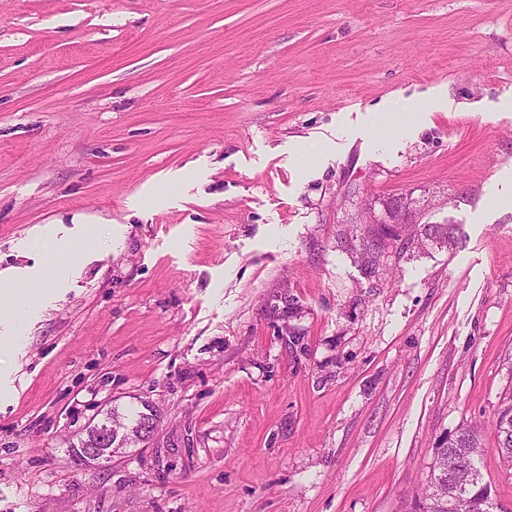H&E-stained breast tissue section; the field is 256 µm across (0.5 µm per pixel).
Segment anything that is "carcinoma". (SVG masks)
<instances>
[{"label": "carcinoma", "instance_id": "carcinoma-1", "mask_svg": "<svg viewBox=\"0 0 512 512\" xmlns=\"http://www.w3.org/2000/svg\"><path fill=\"white\" fill-rule=\"evenodd\" d=\"M407 230L421 246L431 241L451 248L462 236L458 224H419L415 228L410 224H379L376 237L358 247L352 246L367 277L379 275L392 248L386 239L392 236L398 243ZM494 437L498 454L512 463V392L496 412ZM439 448L431 463L430 484L417 505L418 512H512L498 499L496 490L482 473L485 444L478 426H460L441 439Z\"/></svg>", "mask_w": 512, "mask_h": 512}]
</instances>
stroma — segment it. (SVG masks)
Here are the masks:
<instances>
[{"label":"stroma","mask_w":512,"mask_h":512,"mask_svg":"<svg viewBox=\"0 0 512 512\" xmlns=\"http://www.w3.org/2000/svg\"><path fill=\"white\" fill-rule=\"evenodd\" d=\"M397 99L434 108L377 131ZM401 194L464 235L367 278ZM45 225L0 512H414L469 423L512 505V0H0V271ZM113 407L154 436L75 468ZM496 415L493 421L496 449L505 462L512 463V392L504 397Z\"/></svg>","instance_id":"1"}]
</instances>
